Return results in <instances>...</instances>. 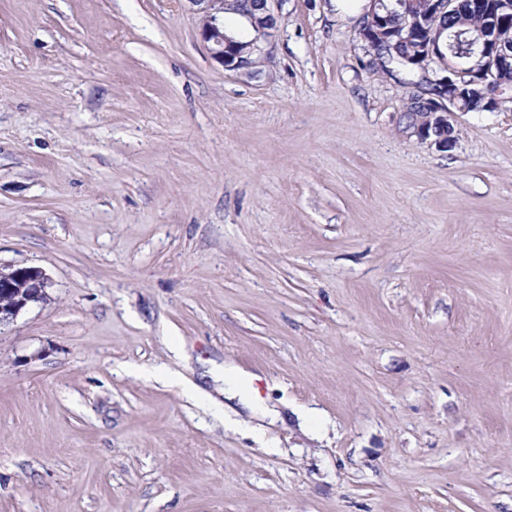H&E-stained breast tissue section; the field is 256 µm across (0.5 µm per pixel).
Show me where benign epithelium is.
<instances>
[{"label": "benign epithelium", "instance_id": "obj_1", "mask_svg": "<svg viewBox=\"0 0 512 512\" xmlns=\"http://www.w3.org/2000/svg\"><path fill=\"white\" fill-rule=\"evenodd\" d=\"M196 7L198 15L205 19L201 25V37L208 44L211 58L227 71L249 70L255 67L257 59L265 54L264 44L276 28L271 2L254 0L251 13L246 15L254 29L250 41L253 56L249 57L231 44L224 35V14L231 11L236 0H188ZM512 12V0H500L499 13H494L488 22L476 33L469 36L476 48L478 59L474 64L456 56L444 41L433 40L426 48V54L416 60V67L422 71L432 70L437 74L426 124L416 122L409 125L413 133L423 142H430L439 150H446L456 143L455 115L468 111L465 103L475 99L487 102L486 109L496 112L512 98V88L499 86L491 89L488 75L493 71L512 68V30L505 23V16ZM51 286L48 275L39 267L10 266L0 268V325L13 321L22 311L47 298Z\"/></svg>", "mask_w": 512, "mask_h": 512}]
</instances>
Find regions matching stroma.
I'll return each instance as SVG.
<instances>
[{
	"label": "stroma",
	"instance_id": "obj_1",
	"mask_svg": "<svg viewBox=\"0 0 512 512\" xmlns=\"http://www.w3.org/2000/svg\"><path fill=\"white\" fill-rule=\"evenodd\" d=\"M272 8L251 76L188 0H0V512H512V109L436 150ZM51 281L44 270L31 266L0 267V325L47 298Z\"/></svg>",
	"mask_w": 512,
	"mask_h": 512
}]
</instances>
